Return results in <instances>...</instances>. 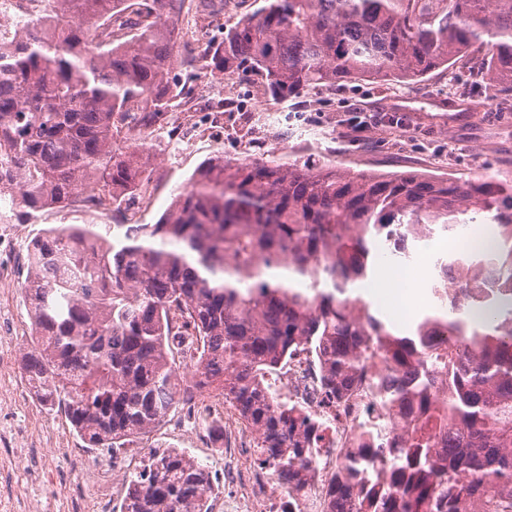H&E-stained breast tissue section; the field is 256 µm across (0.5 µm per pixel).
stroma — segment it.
<instances>
[{"label":"stroma","instance_id":"1","mask_svg":"<svg viewBox=\"0 0 512 512\" xmlns=\"http://www.w3.org/2000/svg\"><path fill=\"white\" fill-rule=\"evenodd\" d=\"M482 58V52L469 53L450 70L435 71L415 84L341 82L310 90L298 99L277 103V118L255 124L247 139L241 136L240 113L228 112L219 121L200 126L195 113L177 112L159 139L139 204L129 221L157 223L173 194L188 186L201 165L219 155L243 158L268 153L283 163L310 160L353 171L512 181V106L497 105L473 82ZM357 112H395L404 115L405 122L357 131L349 123ZM113 221L111 206L91 209L78 198L24 222L15 213L0 214V260H7L10 266L8 276L0 282V315L8 319L6 331H0V397L13 400L11 407L0 411V424L19 432V447L84 445L59 408L38 399L22 372V361L31 349V320L21 290L28 247L42 230L59 224ZM447 249L448 235L441 231L428 243L415 246L408 264L422 272L418 286L421 304L394 322L397 332L407 333L421 315L436 309L431 295L435 264ZM43 468L59 472L64 480L51 493L35 496L27 470L0 453V470L9 473L20 494L31 495V512H64L81 465L48 456Z\"/></svg>","mask_w":512,"mask_h":512}]
</instances>
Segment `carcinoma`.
I'll return each instance as SVG.
<instances>
[{
	"label": "carcinoma",
	"instance_id": "obj_1",
	"mask_svg": "<svg viewBox=\"0 0 512 512\" xmlns=\"http://www.w3.org/2000/svg\"><path fill=\"white\" fill-rule=\"evenodd\" d=\"M28 2H15L28 19L0 32V195L31 218L101 186L120 219L31 242V387L64 405L91 448H125L211 389L257 436L258 463L291 477L312 449L291 442L295 421L263 375L308 345L340 395L383 385L367 374L378 356L404 438L342 468L336 512H512V183L220 155L159 223L128 224L144 155L183 94L179 68L197 59L182 57L185 0H51L47 18ZM223 11L196 0L195 21ZM475 47L479 78L512 93V0H263L199 59L213 82L250 76L257 95L284 101L339 82H416ZM472 213L496 225L491 241L438 261L437 313L394 333L354 293L379 244L389 235L407 257L408 243ZM173 336L195 341L191 385ZM375 465L384 490L354 491ZM213 492L206 469L172 449L129 477L120 512H211Z\"/></svg>",
	"mask_w": 512,
	"mask_h": 512
}]
</instances>
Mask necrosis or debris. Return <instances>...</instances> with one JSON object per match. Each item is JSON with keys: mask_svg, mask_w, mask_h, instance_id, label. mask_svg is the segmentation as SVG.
<instances>
[{"mask_svg": "<svg viewBox=\"0 0 512 512\" xmlns=\"http://www.w3.org/2000/svg\"><path fill=\"white\" fill-rule=\"evenodd\" d=\"M266 381L288 408L316 423L311 435L314 456L299 475L303 488L295 490V483L253 462L255 441L249 426L218 396L211 401L209 413L214 425L224 431L219 454L224 490L214 495L212 512H331L337 470L362 449L372 447L376 434L396 437L390 425L396 408L365 384L350 398L336 397L324 381L316 353L305 345L286 353ZM127 464L119 449L109 448L81 473V487L93 494L97 512H110L113 499L124 495L117 475Z\"/></svg>", "mask_w": 512, "mask_h": 512, "instance_id": "necrosis-or-debris-1", "label": "necrosis or debris"}]
</instances>
